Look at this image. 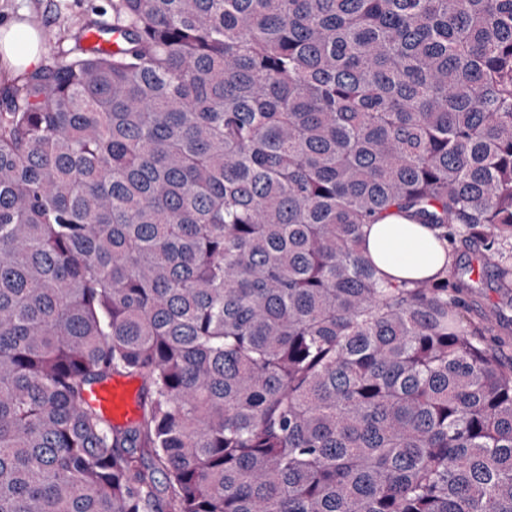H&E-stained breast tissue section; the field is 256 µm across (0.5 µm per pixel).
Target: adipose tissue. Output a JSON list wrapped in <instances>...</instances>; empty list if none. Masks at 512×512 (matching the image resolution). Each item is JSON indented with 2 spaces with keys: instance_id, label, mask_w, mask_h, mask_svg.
I'll use <instances>...</instances> for the list:
<instances>
[{
  "instance_id": "ef3b65f1",
  "label": "adipose tissue",
  "mask_w": 512,
  "mask_h": 512,
  "mask_svg": "<svg viewBox=\"0 0 512 512\" xmlns=\"http://www.w3.org/2000/svg\"><path fill=\"white\" fill-rule=\"evenodd\" d=\"M44 48L37 36L21 20L0 24V60L6 75L39 68ZM361 250L370 259L380 278L414 280L436 275L448 261L447 250L432 231L394 214L362 228Z\"/></svg>"
}]
</instances>
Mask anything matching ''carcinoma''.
Listing matches in <instances>:
<instances>
[{
  "label": "carcinoma",
  "instance_id": "cac0c4a2",
  "mask_svg": "<svg viewBox=\"0 0 512 512\" xmlns=\"http://www.w3.org/2000/svg\"><path fill=\"white\" fill-rule=\"evenodd\" d=\"M394 213L512 290V0L87 15L0 84V512H512V364ZM361 250L385 280L434 276L450 262L430 229L400 214L363 225ZM129 379L136 382L139 394L141 380L138 377L120 376L95 385L87 394L89 402L113 424H126L138 416L136 390Z\"/></svg>",
  "mask_w": 512,
  "mask_h": 512
}]
</instances>
